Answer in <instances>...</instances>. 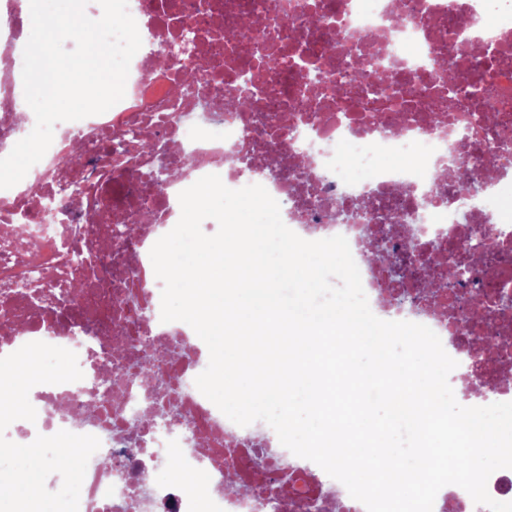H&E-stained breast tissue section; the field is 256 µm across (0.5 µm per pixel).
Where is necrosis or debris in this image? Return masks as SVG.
I'll use <instances>...</instances> for the list:
<instances>
[{
    "label": "necrosis or debris",
    "instance_id": "4bbe7bcc",
    "mask_svg": "<svg viewBox=\"0 0 512 512\" xmlns=\"http://www.w3.org/2000/svg\"><path fill=\"white\" fill-rule=\"evenodd\" d=\"M128 11L142 46L124 99L58 123L42 160L0 193V353L43 341L75 352L83 372L33 387L37 416L16 425V441L99 438L79 512H366L317 464L295 462L265 422L238 426L197 389L209 351L188 324L161 322L148 250L199 178L263 185L300 237L347 238L380 319L401 317L392 294L430 291L411 321L474 365L472 386L511 399L512 303L453 314L442 285L453 241L483 247L476 272L489 292L512 289V7L128 0ZM29 19L28 0H0V157L35 125L18 95ZM162 165L170 178L148 183ZM466 168L476 189L459 188ZM387 212L389 248L421 268L390 284L365 245ZM139 214L146 223L111 252V228ZM172 464L204 474V492L161 479Z\"/></svg>",
    "mask_w": 512,
    "mask_h": 512
}]
</instances>
